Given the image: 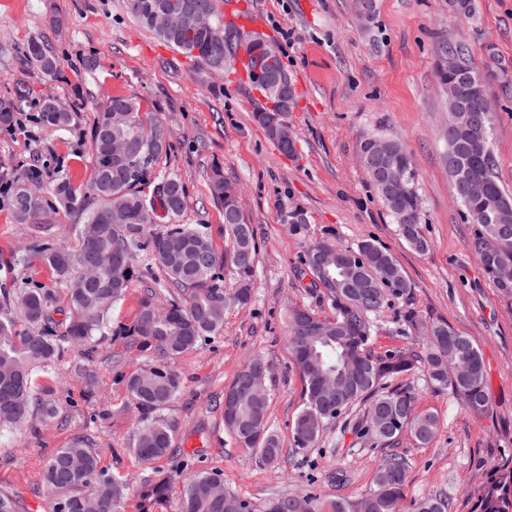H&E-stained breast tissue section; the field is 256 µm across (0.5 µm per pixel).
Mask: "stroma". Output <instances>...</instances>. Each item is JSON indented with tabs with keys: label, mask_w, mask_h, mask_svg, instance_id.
Segmentation results:
<instances>
[{
	"label": "stroma",
	"mask_w": 512,
	"mask_h": 512,
	"mask_svg": "<svg viewBox=\"0 0 512 512\" xmlns=\"http://www.w3.org/2000/svg\"><path fill=\"white\" fill-rule=\"evenodd\" d=\"M246 2L263 16L267 39L300 92L290 114L296 142L290 156L254 121L258 97L250 86L230 74L212 75L172 48L132 18L126 0H0V97L19 86L27 91L17 124L0 127V185L35 161L49 171L70 169L75 184L87 183L97 107L123 95L168 129L170 149L157 167L177 174L186 187L181 223L206 225L216 250L224 249V212L208 180L218 165L241 189L258 247L250 304L228 308L220 335L173 362L183 388L162 412L176 428L173 453L152 464L133 455L139 412L123 378L147 356L120 337L101 336L92 361L71 352L53 370L35 372L37 384L53 387L59 414L30 420L19 431L0 430V493L17 496L21 512H44V464L77 440L94 448L101 467L127 476L132 485L158 472L172 476L173 501L184 478L197 470L219 474L225 489L254 501L312 489L346 498L365 492L380 449L359 445L352 431L335 425L303 457L289 440L302 383L288 361L285 315L298 306L331 314L320 292L297 276L304 239L290 231L288 214L298 209L306 216L307 237L345 247L374 240L409 280V300L392 301L377 319L376 353L411 346L396 324L408 306L447 320L478 344L487 374L486 412L473 416L451 393L415 373L416 409L438 414L441 427L423 446L403 436L399 450L409 466L401 512H414L421 497L439 491L452 512H479L483 485L502 459L512 457V308L501 303L466 246L471 226L448 175V99L436 64L443 43L467 46L494 108L497 173L512 190V0H475L470 20L458 14L454 0H373L368 11L359 0ZM34 37L58 57L57 77L25 63L23 50ZM46 97L74 110L72 131L51 133L40 125L37 105ZM370 135L399 140L413 157L427 253L400 239L360 164V142ZM26 241L25 225L15 223L1 195L0 288H52L58 307H65V287L41 257L32 254L25 265L12 266ZM255 355L272 365L269 423L283 448L276 467L256 461L224 429V391Z\"/></svg>",
	"instance_id": "35a3bbf8"
}]
</instances>
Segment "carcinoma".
<instances>
[{
	"mask_svg": "<svg viewBox=\"0 0 512 512\" xmlns=\"http://www.w3.org/2000/svg\"><path fill=\"white\" fill-rule=\"evenodd\" d=\"M206 24L191 33L174 25L161 26L153 15L172 0H128L130 13L154 30L166 43L210 67L215 63L235 69L234 45L239 28L228 27L219 13L221 0H197ZM453 57L455 68L438 65L439 81L448 86V172L454 197L473 225L468 249L483 260L482 269L498 289L505 305L512 307V232L504 225L512 220V194L497 175L491 147L493 115L482 110L487 99L484 78L471 66L468 50L446 43L440 57ZM25 60L47 77L59 74V61L40 38L27 43ZM25 90L0 98V125L11 126L21 111ZM294 85H288V102L253 113L254 120L271 141H276L280 121L289 118L296 105ZM56 100L39 103L38 119L50 132L66 131L74 122L70 110L55 109ZM127 140L135 147L129 158H114L104 146V136ZM170 149L168 129L159 121L146 122L134 99L114 96L98 110L91 134L93 176L75 185L69 173L45 181L39 166H29L10 186L8 204L16 223L28 226V250L44 257L60 284L67 289L68 315L55 319V296L44 288H0V428H17L36 414L53 419L58 403L50 391L35 389L33 374L48 368L68 351L79 349L85 358L95 353L94 339L107 332L120 336L138 350L150 353L148 363L126 379L127 391L141 414L132 451L144 463L169 455L175 427L159 417L180 393L183 380L172 360L193 350L224 328L229 304L246 306L257 267V248L252 225L239 213L238 192L216 165L210 176L214 201L224 209V254L213 248L202 224H181L188 205L182 180L174 173L158 172L155 164ZM367 174L385 208L397 225L400 238L415 252L425 253L429 242L422 232L421 204L415 188L410 153L390 137L369 136L360 143ZM391 159L405 170L407 190L393 194L374 175L376 164ZM43 194L40 204L26 208L24 192ZM81 216L79 247L75 250L52 241L48 215L58 209ZM290 230L304 238L301 275L310 276L309 288L320 287L316 271L318 253L326 252L334 284L324 288L332 317L323 318L307 307H296L286 317V345L290 363L303 384L301 408L289 424L296 452L316 447L327 428L364 406L355 434L371 448H383L371 485L355 499L308 494L309 512H400L408 463L397 451L404 435L419 445L433 441L439 417L414 411L415 386L404 379L420 370L435 389L448 391L475 416L488 407L486 370L475 341L455 331L444 319H428L414 309L402 316L403 333L423 339L407 350L376 354L371 350L373 317L393 299H406L411 285L396 259L370 240L355 248H343L328 239H307L304 214L288 215ZM122 257L118 265L100 270L90 282L80 269L98 254ZM234 281L226 291L225 276ZM143 284L139 309L126 324L111 325L110 311L132 283ZM468 365L461 375L457 366ZM269 367L256 355L248 359L224 391V427L234 443L274 465L282 457L281 440L268 422V394L242 384L253 366ZM344 377L339 401H324L321 391L328 380ZM383 410L387 418L374 424L369 415ZM47 488V512H85L86 500L95 498L100 512H118L129 486L120 474L100 467L96 452L80 441L57 449L43 470ZM170 477L142 480L137 512H164ZM294 495H278L253 503L224 489L218 474L196 471L187 479L177 512H292ZM481 512H512V458L503 461L484 485ZM416 512H451L442 493L421 498Z\"/></svg>",
	"mask_w": 512,
	"mask_h": 512,
	"instance_id": "obj_1",
	"label": "carcinoma"
}]
</instances>
